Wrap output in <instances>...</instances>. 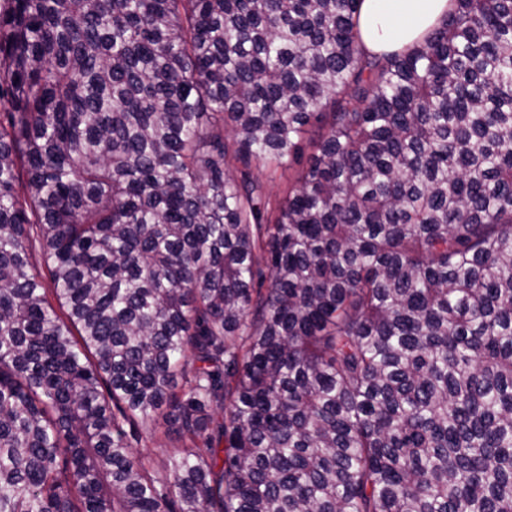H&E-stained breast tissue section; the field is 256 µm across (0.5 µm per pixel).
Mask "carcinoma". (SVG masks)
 <instances>
[{
	"label": "carcinoma",
	"instance_id": "cac0c4a2",
	"mask_svg": "<svg viewBox=\"0 0 512 512\" xmlns=\"http://www.w3.org/2000/svg\"><path fill=\"white\" fill-rule=\"evenodd\" d=\"M360 4L0 7V512H512V0ZM451 0H363L360 26L368 50H402L439 25ZM301 167L296 162L290 160L285 167L276 170L265 168L258 170L256 167H253L252 171L254 175H258L266 183L269 192L273 196L281 197L283 191L288 188V184L294 180ZM131 443L134 456L150 454L155 465L159 467L178 446L176 435L172 432L167 434V426L161 420L154 430L136 424L131 430Z\"/></svg>",
	"mask_w": 512,
	"mask_h": 512
}]
</instances>
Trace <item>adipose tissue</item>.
Instances as JSON below:
<instances>
[{
    "mask_svg": "<svg viewBox=\"0 0 512 512\" xmlns=\"http://www.w3.org/2000/svg\"><path fill=\"white\" fill-rule=\"evenodd\" d=\"M451 0H363L360 26L368 50L392 52L439 25Z\"/></svg>",
    "mask_w": 512,
    "mask_h": 512,
    "instance_id": "ef3b65f1",
    "label": "adipose tissue"
}]
</instances>
